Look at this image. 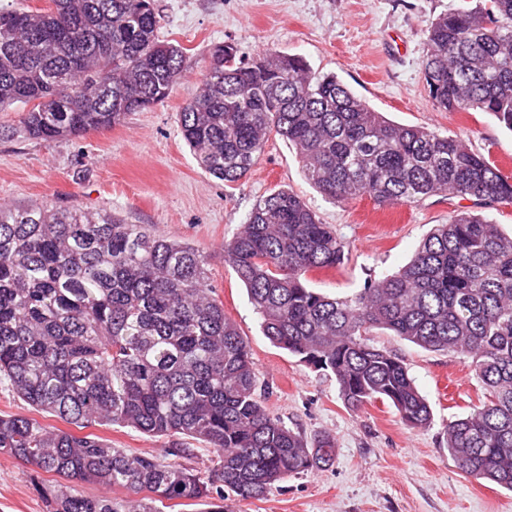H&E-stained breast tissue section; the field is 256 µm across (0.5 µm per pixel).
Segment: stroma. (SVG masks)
Masks as SVG:
<instances>
[{
	"instance_id": "1",
	"label": "stroma",
	"mask_w": 512,
	"mask_h": 512,
	"mask_svg": "<svg viewBox=\"0 0 512 512\" xmlns=\"http://www.w3.org/2000/svg\"><path fill=\"white\" fill-rule=\"evenodd\" d=\"M460 0H155L161 39L183 49L182 78L162 104L110 129L51 144L0 133V204L42 203L107 210L209 254L224 310L248 342L269 411L307 436L330 435L333 462L289 478L265 498L233 501V512H512V491L463 474L444 445L448 422L466 415L481 387L459 359L374 331L376 345L404 360L433 412L425 429L405 426L388 403L350 411L333 374L316 372L273 346L246 290L224 261V242L269 193H298L347 245L342 264L310 273L313 288L343 296L404 266L433 225L452 210L432 196L382 206L364 196L341 204L305 179L295 147L271 137L241 181L224 185L198 165L179 130V114L200 88L212 46L233 44L239 57L267 51L304 57L333 73L388 119L460 136L512 172V132L484 112H444L428 95L423 61L427 29ZM95 434L134 455L163 456L168 437L98 426ZM32 466L0 454V512H46Z\"/></svg>"
}]
</instances>
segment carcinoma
Instances as JSON below:
<instances>
[{"instance_id":"carcinoma-1","label":"carcinoma","mask_w":512,"mask_h":512,"mask_svg":"<svg viewBox=\"0 0 512 512\" xmlns=\"http://www.w3.org/2000/svg\"><path fill=\"white\" fill-rule=\"evenodd\" d=\"M158 29L154 0L1 8L0 112L22 109L21 131L50 144L164 102L181 79L183 48ZM423 70L442 111L486 112L512 131V0L433 20ZM179 127L199 166L226 184L247 176L275 134L333 200L404 205L444 194L481 208L512 205V173L454 134L386 119L299 55L244 62L233 45H214ZM345 248L301 196L279 189L224 242V262L263 335L332 372L352 411L381 400L412 429L432 421L406 364L370 343L376 330L463 358L483 400L445 426V446L467 476L512 491V234L462 206L396 273L345 297L310 287L308 273L337 267ZM208 266L204 249L110 212L0 205V384L80 429L128 427L216 452L202 476L176 462L189 448L167 449L175 461L164 463L93 433L1 416L0 454L60 477L34 483L47 512L262 499L334 459L333 438H309L267 410L268 390ZM84 482L125 495L88 497Z\"/></svg>"}]
</instances>
